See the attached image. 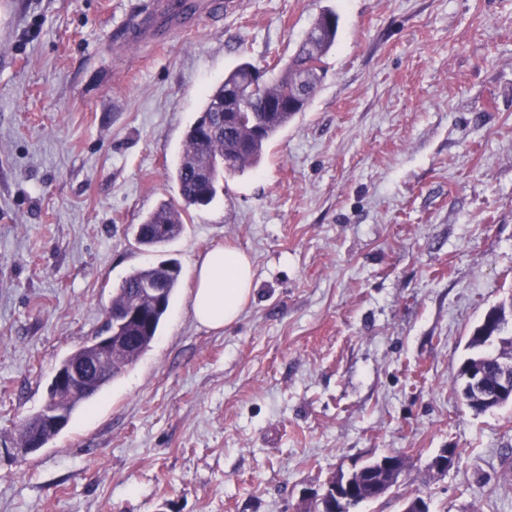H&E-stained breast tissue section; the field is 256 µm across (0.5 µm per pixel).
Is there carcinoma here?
I'll return each mask as SVG.
<instances>
[{
  "mask_svg": "<svg viewBox=\"0 0 512 512\" xmlns=\"http://www.w3.org/2000/svg\"><path fill=\"white\" fill-rule=\"evenodd\" d=\"M338 18L332 11L322 13L304 42L289 59L279 76L263 84L256 100L234 111L225 97L230 85L244 84L257 66L244 62L224 77V82L207 95L200 116L185 134L184 149L175 169L182 204L163 203L137 225L135 238L139 245L158 249L174 241L182 233L184 217L192 208L209 205L221 181L257 165L264 147L298 113L305 111L314 96L324 71L323 58L336 40ZM309 89V97L300 107L278 112L262 111L266 97L294 95ZM262 127L256 134L255 128ZM181 278V266L167 258L129 273L113 289L108 311V329L121 338L108 355L111 378H117L148 351L158 336ZM463 404L474 412L499 406L486 401L485 390L470 387L461 391ZM30 431L42 434L48 442L58 434L49 424L45 412L25 420Z\"/></svg>",
  "mask_w": 512,
  "mask_h": 512,
  "instance_id": "carcinoma-1",
  "label": "carcinoma"
}]
</instances>
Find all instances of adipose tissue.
<instances>
[{
  "instance_id": "1",
  "label": "adipose tissue",
  "mask_w": 512,
  "mask_h": 512,
  "mask_svg": "<svg viewBox=\"0 0 512 512\" xmlns=\"http://www.w3.org/2000/svg\"><path fill=\"white\" fill-rule=\"evenodd\" d=\"M252 285V264L245 253L224 248L210 251L195 272V320L214 330L232 325L249 300Z\"/></svg>"
}]
</instances>
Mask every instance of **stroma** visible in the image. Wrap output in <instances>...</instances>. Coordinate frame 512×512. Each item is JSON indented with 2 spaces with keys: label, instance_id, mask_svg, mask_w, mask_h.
<instances>
[{
  "label": "stroma",
  "instance_id": "stroma-1",
  "mask_svg": "<svg viewBox=\"0 0 512 512\" xmlns=\"http://www.w3.org/2000/svg\"><path fill=\"white\" fill-rule=\"evenodd\" d=\"M148 3L0 0V512H312L392 452L397 485L354 512H512V403L458 394L491 308L512 335V0H236L124 45ZM327 9L306 111L169 247L181 281L151 348L21 453L57 366L155 262L130 227L178 201L207 94L241 62L286 63ZM217 247L255 276L214 331L191 297Z\"/></svg>",
  "mask_w": 512,
  "mask_h": 512
}]
</instances>
